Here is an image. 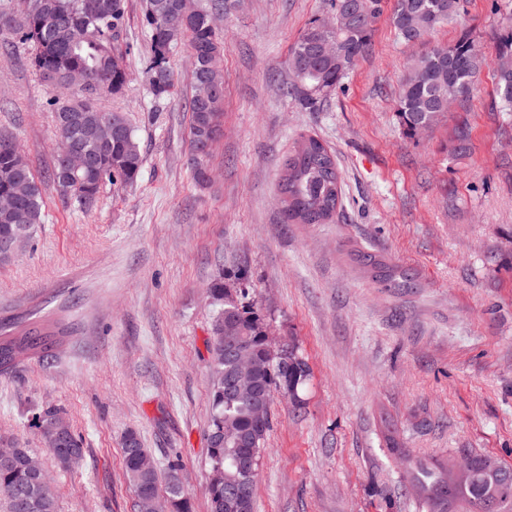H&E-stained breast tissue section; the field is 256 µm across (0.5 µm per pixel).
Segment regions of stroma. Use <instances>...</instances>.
Wrapping results in <instances>:
<instances>
[{
    "mask_svg": "<svg viewBox=\"0 0 512 512\" xmlns=\"http://www.w3.org/2000/svg\"><path fill=\"white\" fill-rule=\"evenodd\" d=\"M144 0H126L128 70L102 107L126 114L143 163L132 184H104L92 210L58 193L57 93L26 46L0 32V131L41 179L45 219L0 264V322L66 316L73 334L48 365L0 376V445L28 448L56 512H139L122 446L135 432L159 477L181 463L193 512H208V283L240 278L278 339L307 360L303 407L275 397L256 512H423L401 452L490 455L512 466V112L495 90L512 0H467L430 43L472 34L488 65L441 122L407 135L397 101L418 46L389 15L340 89L304 108L292 45L329 0H241L218 21L224 124L197 181L188 136L190 51L169 57L175 87L157 97ZM467 124L468 149L454 131ZM336 156L343 206L325 224L284 223L278 184L294 143ZM385 255L414 285L387 288L352 259ZM65 412L83 457L62 466L32 412ZM401 445L393 451L388 434Z\"/></svg>",
    "mask_w": 512,
    "mask_h": 512,
    "instance_id": "1",
    "label": "stroma"
}]
</instances>
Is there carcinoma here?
Instances as JSON below:
<instances>
[{
  "label": "carcinoma",
  "mask_w": 512,
  "mask_h": 512,
  "mask_svg": "<svg viewBox=\"0 0 512 512\" xmlns=\"http://www.w3.org/2000/svg\"><path fill=\"white\" fill-rule=\"evenodd\" d=\"M350 0H331L336 29L325 33L316 22L299 36L291 49V67L302 84L303 100L309 104L337 89L348 69L338 64V56L352 61L365 54L372 42L375 24L383 15L387 0H376L377 12L355 15ZM231 0H211L200 10L185 32L169 34L157 27L150 11L144 17L148 28V53L152 59L150 84L157 96L174 86L167 60L173 50L187 44L195 55L191 68L192 112L190 143L199 179L207 177L204 160L220 134L224 106V74L216 56L224 43L209 26L212 11H229ZM461 0H395L391 21L406 42L422 43L437 27L454 19ZM126 18V0H0V25L12 33L30 52L31 65L40 75L56 74L57 90H69L68 101L55 111L57 144L74 141L93 157L88 169L73 171L56 152L51 177L61 194L89 209L106 181L134 183L142 167V154L133 127L121 112L106 110L100 96L76 90L64 79L76 67L93 76L105 75L112 83L110 94L120 93L127 80V68L117 43ZM336 43V57L320 53V42ZM487 66L471 33L463 32L452 45H433L411 63L401 84L398 116L404 131L415 136L438 123L448 105L467 96ZM496 92L504 107L512 110V69L496 71ZM104 120L120 123L122 134L112 144L99 146L96 132ZM342 195L341 179L334 153L314 136L301 137L288 154L280 179V204L287 224H324L336 213ZM0 196L13 207H0V244L15 237H27L43 221L44 201L40 183L16 139L0 132ZM357 261L372 273L375 281L393 288L412 287L411 275L384 257L369 251L357 253ZM207 294L215 307L208 341L211 415L207 434L209 460V512H254V500L244 508L231 507V496L244 482L256 478L241 471L236 463L250 456L261 460L271 419L258 421L255 398L225 389L227 380L241 370L237 360L224 353V339L238 336L256 359L255 382L273 404L275 393L301 391L309 376L302 366L284 379L277 359L268 356L263 340L267 323L254 306L244 301L242 291L232 288L223 275L213 278ZM61 318L47 315L0 328V376L10 374L25 362H48L57 357L68 337ZM30 425L44 436H58L54 456L69 465L81 456L80 442L69 421L58 411L46 409L34 414ZM147 454L138 436L131 432L123 444V465L138 497L142 512L145 499L159 496L157 469L142 470L136 454ZM412 483L425 493L442 488L453 476L448 462L413 457L401 453ZM30 452L26 448H0V512H54V494L43 474L27 472ZM473 475L455 490L461 512H488L482 466L485 454L470 453ZM179 464L171 463L166 495L171 512H191L182 487L174 481ZM502 491L498 512H512V466L500 463L496 478Z\"/></svg>",
  "instance_id": "1"
}]
</instances>
